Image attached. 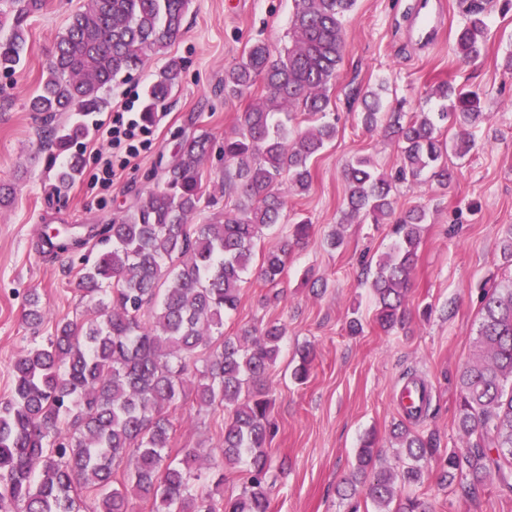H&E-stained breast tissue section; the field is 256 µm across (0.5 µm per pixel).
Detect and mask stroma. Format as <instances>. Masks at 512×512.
I'll return each mask as SVG.
<instances>
[{
    "label": "stroma",
    "instance_id": "stroma-1",
    "mask_svg": "<svg viewBox=\"0 0 512 512\" xmlns=\"http://www.w3.org/2000/svg\"><path fill=\"white\" fill-rule=\"evenodd\" d=\"M416 0H357L345 21V51L331 90L332 113L338 114L335 139L311 162L308 192L289 194L287 221L266 237L273 244L292 221L309 220L312 231L295 248L277 286L252 278L240 293L237 309L224 320V333L275 322L285 330L281 351L267 375L274 394L272 416L278 424L269 452L287 459L273 489L274 512H347L337 488L351 478L366 433H376L377 452L387 464L396 461L389 435L401 418L396 395L404 376L415 373L432 389L428 417L417 424L437 436L441 447L466 451L468 440L457 426L458 376L477 354L481 322L480 296L485 288L512 279V263L501 252V238L512 224V71L503 59L512 50V12L488 6L490 37L483 54L462 61L455 53L454 32L464 21L469 0H435L437 34L432 42L415 40ZM84 0H44L27 21V50L16 74L0 76V185L13 187L14 199L0 207V399L13 387L12 361L51 336L57 318L82 316L89 299L72 283L98 245L88 243L65 252H46L53 229L102 225L124 214L138 193L160 185L184 139L209 135L215 146L203 164V196L192 221L219 217L235 200L224 179L219 154L225 134L238 125L253 97L264 90L255 83L236 98L224 95V70L244 57L258 41L273 52L290 41L292 0H191L181 34L166 49L150 55L131 79L112 85L113 108L127 93H146L170 58L183 62L179 85L153 127L152 144L126 168L118 170L109 190L94 184L96 144L74 145L83 162L79 179L68 189H53V163L42 143L43 122L30 112L28 97L42 73L58 35ZM451 80L478 92L489 123L471 129L475 146L465 158L449 157L455 174L448 188L429 178L399 184V208L425 205L418 261L405 301L402 327L387 332L375 322V298L363 269L373 265L392 243L387 224H343L346 210L345 164L370 158L377 171L392 174L400 164L395 136L385 125L366 130L357 114L361 94L376 91L383 111H430L437 83ZM343 226V245L324 244L335 224ZM322 278L324 292L303 286L305 274ZM38 291L49 314L39 327L23 317L26 297ZM361 333L348 330L351 318ZM315 349L314 368L296 383L292 368L304 344ZM171 458L184 449L215 453L224 438V413L187 403L172 413ZM467 483H441L435 463L424 468L412 493L432 512H512V494L495 486L467 495Z\"/></svg>",
    "mask_w": 512,
    "mask_h": 512
}]
</instances>
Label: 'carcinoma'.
Here are the masks:
<instances>
[{
	"label": "carcinoma",
	"mask_w": 512,
	"mask_h": 512,
	"mask_svg": "<svg viewBox=\"0 0 512 512\" xmlns=\"http://www.w3.org/2000/svg\"><path fill=\"white\" fill-rule=\"evenodd\" d=\"M291 41L279 55L264 43L252 45L241 61L224 70V95L238 97L257 78L263 95L242 113L238 126L224 136L227 180L236 193L223 218L190 224L202 198V162L211 145L200 134L184 141L164 171L163 185L138 197L134 209L85 235L71 228L55 248L68 241L82 246L93 239L104 245L84 269L75 291L94 301L82 319L60 318L43 345L16 357L8 398L0 401V512H80L78 488L98 492L96 512H132L133 500L152 503L153 512H272L274 461L268 446L275 434L273 399L265 378L280 354L283 329L270 323L224 335V316L237 309L257 241L279 223L285 208L282 178L298 194L311 186V159L336 137V123L321 121L292 134L275 118L300 109L325 115L345 46L344 18L357 0H292ZM190 0H85L57 39L46 76L29 98V109L42 117L46 148L59 153L88 133L85 117L109 107L107 92L121 76L144 65L165 48L185 21ZM43 0H0V71L12 72L23 61L26 22ZM486 7L474 0L459 28L455 51L465 60L480 56L489 36ZM180 63L172 59L145 96L151 117L178 84ZM444 101L439 112L388 113V128L398 136L401 166L388 178L369 158L356 157L344 167L347 211L344 222L393 225L390 252L370 281L376 321L390 331L403 322L410 275L418 260L422 205L398 209L396 183L416 182L425 172L448 187V151L463 157L473 147L469 127L485 123L479 93L449 81L436 89ZM360 121L373 129L381 121L377 93L362 98ZM62 112L77 115L54 124ZM460 129L448 144L436 121ZM75 154L55 173V188L68 187L81 171ZM302 219L289 235L267 250L258 278L278 284L292 247L309 236ZM479 351L458 378V428L472 442L464 453L442 451L434 436L414 432L410 420L425 416L431 399L419 386L420 401L390 435L402 449L401 465L374 469L377 438L368 433L357 454L355 477L338 489L352 502L358 478L371 474L366 495L377 512H431L401 488L419 483L424 465L435 461L443 481L463 477L471 494L498 480L512 489V284L481 295ZM46 305L33 291L25 319L38 326ZM315 358L312 347L298 352L293 378L307 380ZM187 398L224 412V466L246 465L241 493L224 500L218 490L199 491L200 455L194 448L169 460L174 423L170 408ZM126 465L122 481L116 469Z\"/></svg>",
	"instance_id": "1"
}]
</instances>
